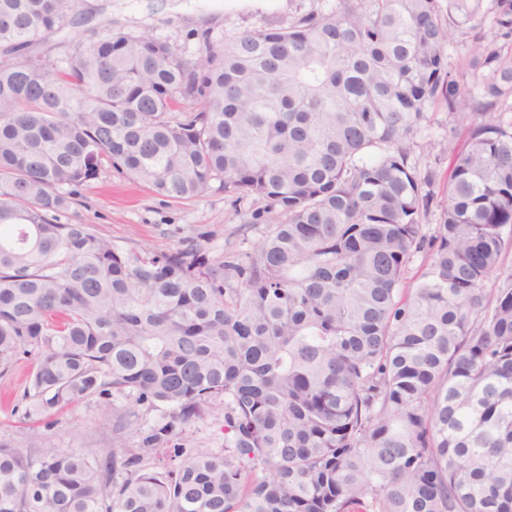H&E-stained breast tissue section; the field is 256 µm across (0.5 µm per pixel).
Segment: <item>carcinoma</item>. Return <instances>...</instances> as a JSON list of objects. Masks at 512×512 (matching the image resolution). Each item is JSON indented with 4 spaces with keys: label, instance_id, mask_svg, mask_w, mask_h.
Here are the masks:
<instances>
[{
    "label": "carcinoma",
    "instance_id": "cac0c4a2",
    "mask_svg": "<svg viewBox=\"0 0 512 512\" xmlns=\"http://www.w3.org/2000/svg\"><path fill=\"white\" fill-rule=\"evenodd\" d=\"M78 6L0 0V366L33 357L28 420L160 415L92 455L0 444V512H512V52L481 35L512 0H336L194 62L110 26L29 53ZM439 106L469 124L438 193L413 151ZM105 166L173 200L218 179L271 231L215 256L56 223ZM218 399L224 450L192 454ZM464 42L461 36L455 35L448 47V65L456 76L465 73L468 69L469 56L467 49L463 47Z\"/></svg>",
    "mask_w": 512,
    "mask_h": 512
}]
</instances>
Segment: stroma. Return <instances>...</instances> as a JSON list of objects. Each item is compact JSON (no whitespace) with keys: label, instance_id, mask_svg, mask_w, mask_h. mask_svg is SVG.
<instances>
[{"label":"stroma","instance_id":"1","mask_svg":"<svg viewBox=\"0 0 512 512\" xmlns=\"http://www.w3.org/2000/svg\"><path fill=\"white\" fill-rule=\"evenodd\" d=\"M335 0H85L60 29L42 35L34 52L50 61L64 62L66 53L85 41L90 30L106 25L170 43L182 59L199 55L202 32L216 41L245 31L287 26L296 15L328 9ZM462 123L446 109L430 112L416 136L414 156L420 168L436 166L446 173L442 151L448 142L462 144ZM68 218L89 224L93 232L122 249L176 250L195 241L211 253L252 251L269 231L268 225L249 224L247 207L233 206L219 181L191 200H171L141 184L101 170L98 177L78 189ZM34 369L28 357L0 369V442L27 451L52 446L92 452L112 445V417L133 415L135 421L153 419V411L132 397L114 394L91 397L62 409L50 421H25L14 405L27 388ZM185 447L202 451L224 446V408L215 406L203 420L186 428Z\"/></svg>","mask_w":512,"mask_h":512}]
</instances>
